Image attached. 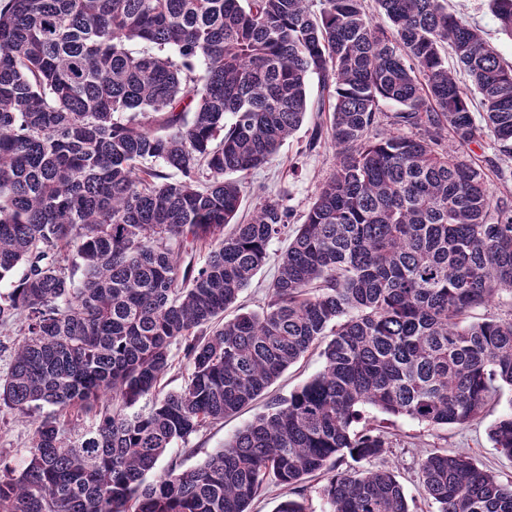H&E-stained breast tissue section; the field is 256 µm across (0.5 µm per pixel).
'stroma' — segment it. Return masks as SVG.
Listing matches in <instances>:
<instances>
[{
  "mask_svg": "<svg viewBox=\"0 0 512 512\" xmlns=\"http://www.w3.org/2000/svg\"><path fill=\"white\" fill-rule=\"evenodd\" d=\"M448 8L461 16L466 24L480 29L498 55L512 62V39L501 32L489 0H448ZM316 120V113H308L300 129L284 142L270 164L242 176V215H249L264 198L279 197L290 211L291 225L302 223L321 183L336 165L332 145H323L313 152L307 147ZM287 246V238L273 241L268 262L252 284L240 294L237 300L239 308L258 311L268 302V286L276 274L278 257ZM322 364L319 349L310 350L274 382L264 398L240 413L193 434L187 446L172 448L171 456L186 468L202 463L263 412L267 400L288 397L291 391L316 374ZM511 411L512 390L505 388L489 401L480 417L463 426L454 425L435 431L405 418L382 417L373 409L365 411L364 417L372 422L385 420L389 427L393 446L379 459L378 464L395 473L411 501V512H437L436 506L425 497L418 483L417 470L422 455L435 448L460 449L467 452L480 467L495 473L501 481H512V460L500 455L488 436L490 426ZM29 439L30 424L25 418L8 410L0 411V463L20 466L28 452Z\"/></svg>",
  "mask_w": 512,
  "mask_h": 512,
  "instance_id": "35a3bbf8",
  "label": "stroma"
}]
</instances>
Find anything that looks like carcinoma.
<instances>
[{"label": "carcinoma", "mask_w": 512, "mask_h": 512, "mask_svg": "<svg viewBox=\"0 0 512 512\" xmlns=\"http://www.w3.org/2000/svg\"><path fill=\"white\" fill-rule=\"evenodd\" d=\"M313 2L0 0V282L24 269L0 295V328L22 336L0 408L32 429L0 512H250L272 483L288 487L275 512H307L319 475L329 512H410L393 471L358 467L391 448L356 430L363 410L439 429L512 389V312L464 323L512 298V205L470 149L487 131L512 159V65L445 0H376L387 27L363 0ZM490 2L512 37V0ZM313 110L308 149L327 137L336 169L266 307L227 320L289 218L274 199L240 222L227 175L269 164ZM321 343L288 398L147 480ZM174 347L190 373L163 394ZM489 438L512 459V412ZM418 481L437 512H512V482L460 451L428 452Z\"/></svg>", "instance_id": "obj_1"}]
</instances>
